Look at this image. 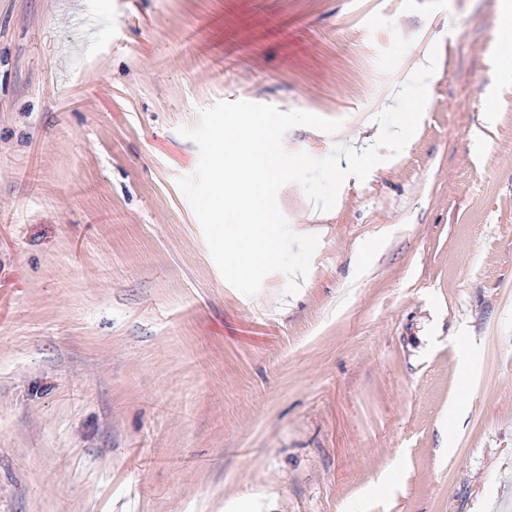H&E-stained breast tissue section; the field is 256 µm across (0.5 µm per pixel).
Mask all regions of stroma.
<instances>
[{"label": "stroma", "instance_id": "35a3bbf8", "mask_svg": "<svg viewBox=\"0 0 512 512\" xmlns=\"http://www.w3.org/2000/svg\"><path fill=\"white\" fill-rule=\"evenodd\" d=\"M512 0H0V512H512ZM465 36H455L458 23ZM404 151L246 296L176 180L247 100Z\"/></svg>", "mask_w": 512, "mask_h": 512}]
</instances>
